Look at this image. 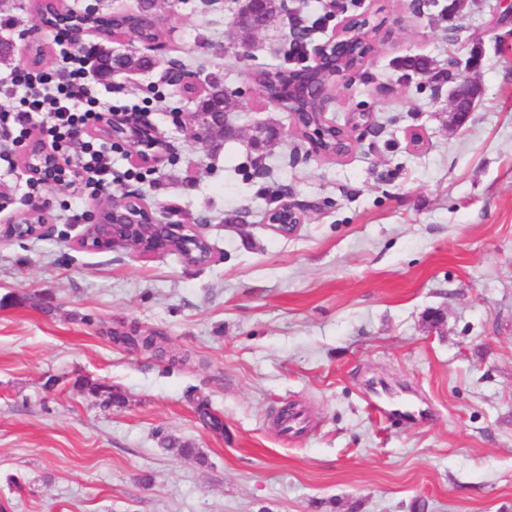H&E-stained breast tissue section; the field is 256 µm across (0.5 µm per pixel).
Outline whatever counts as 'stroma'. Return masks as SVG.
<instances>
[{
	"instance_id": "obj_1",
	"label": "stroma",
	"mask_w": 512,
	"mask_h": 512,
	"mask_svg": "<svg viewBox=\"0 0 512 512\" xmlns=\"http://www.w3.org/2000/svg\"><path fill=\"white\" fill-rule=\"evenodd\" d=\"M340 2L331 17L326 0H288L242 49L238 0H164L157 70L94 83L102 109L138 105L171 148L137 181L130 148H113V194L176 205L202 225L209 265L79 248L90 195L31 191L19 147L6 151L0 221L43 203L53 230L0 240V512H512V0ZM365 11L374 50L327 117L376 126L353 131L349 156L314 157L252 73L305 65L282 40L292 20L319 39ZM0 38V92L26 39L58 63L34 0H0ZM414 55L437 72L458 59L479 85L465 125L450 86L402 67ZM171 63L223 82L236 138L203 145L177 122L196 102L160 82ZM260 124L277 138L255 144ZM287 194L308 210L284 237L266 214ZM120 322L167 354L113 343ZM374 381L427 422L373 413ZM287 405L305 434L276 428Z\"/></svg>"
}]
</instances>
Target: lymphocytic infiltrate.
<instances>
[{"label":"lymphocytic infiltrate","mask_w":512,"mask_h":512,"mask_svg":"<svg viewBox=\"0 0 512 512\" xmlns=\"http://www.w3.org/2000/svg\"><path fill=\"white\" fill-rule=\"evenodd\" d=\"M56 68H19L12 82L21 89L15 101L0 103V141L25 140L32 125L53 147L69 152V162L82 175L83 189L99 194L112 185V158L102 143L82 142L78 153H70L74 137L94 128L101 120L99 101L91 93L93 79L80 54L61 51Z\"/></svg>","instance_id":"obj_1"}]
</instances>
